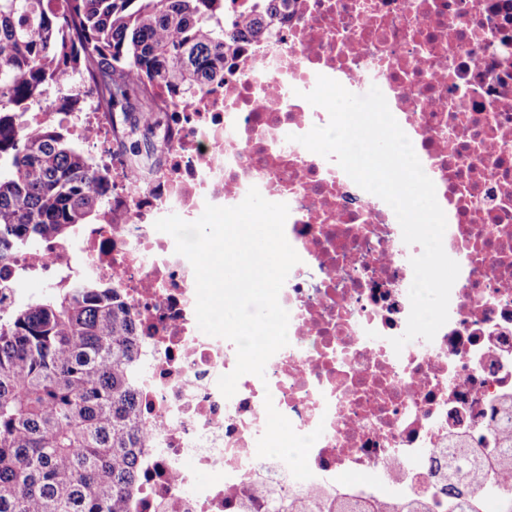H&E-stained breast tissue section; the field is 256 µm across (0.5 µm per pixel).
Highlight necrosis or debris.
<instances>
[{
    "instance_id": "1",
    "label": "necrosis or debris",
    "mask_w": 512,
    "mask_h": 512,
    "mask_svg": "<svg viewBox=\"0 0 512 512\" xmlns=\"http://www.w3.org/2000/svg\"><path fill=\"white\" fill-rule=\"evenodd\" d=\"M321 75L357 95L380 88L446 215L443 247L460 266L449 319L399 352L390 340L406 329L422 248L335 158L298 143L329 121L304 98ZM156 106L155 123L120 120L93 97L28 113L86 144L111 195L99 223L0 265V306L23 279L94 281L132 314L148 446L130 512H271L310 496L347 512H450L468 494L449 485L452 462L484 465L485 500L512 512V469L492 465L512 430V0H288L269 39L225 62L223 84L191 101L160 90ZM145 135L138 170L129 154ZM253 187L288 205L300 261L279 293L288 345L227 398L218 379L235 346L199 330L193 267L154 223L195 221ZM268 398L298 434L322 429L311 478L257 456Z\"/></svg>"
}]
</instances>
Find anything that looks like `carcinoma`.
I'll use <instances>...</instances> for the list:
<instances>
[{
	"label": "carcinoma",
	"instance_id": "1",
	"mask_svg": "<svg viewBox=\"0 0 512 512\" xmlns=\"http://www.w3.org/2000/svg\"><path fill=\"white\" fill-rule=\"evenodd\" d=\"M0 0V264L94 224L107 186L42 111L49 88L84 72L109 108L151 113L152 91L188 100L224 83L240 36L259 41L287 0ZM134 322L116 289L58 287L0 308V512H128L148 434L131 367ZM275 512H316L310 498Z\"/></svg>",
	"mask_w": 512,
	"mask_h": 512
}]
</instances>
